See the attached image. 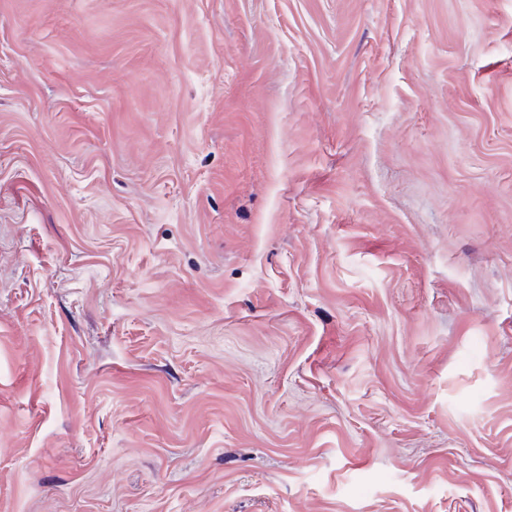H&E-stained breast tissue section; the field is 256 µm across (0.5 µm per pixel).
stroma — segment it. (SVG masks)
Listing matches in <instances>:
<instances>
[{
	"instance_id": "obj_1",
	"label": "stroma",
	"mask_w": 512,
	"mask_h": 512,
	"mask_svg": "<svg viewBox=\"0 0 512 512\" xmlns=\"http://www.w3.org/2000/svg\"><path fill=\"white\" fill-rule=\"evenodd\" d=\"M0 512H512V0H0Z\"/></svg>"
}]
</instances>
